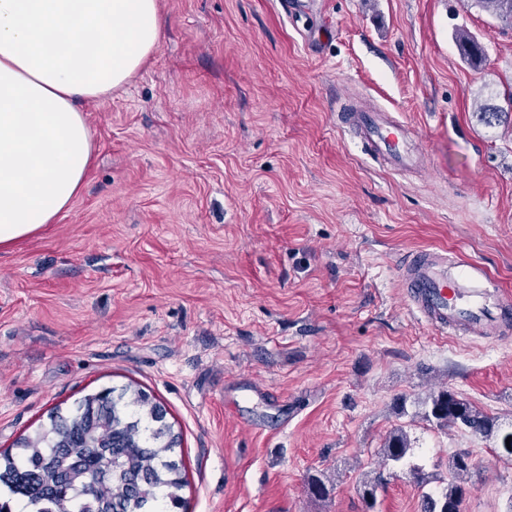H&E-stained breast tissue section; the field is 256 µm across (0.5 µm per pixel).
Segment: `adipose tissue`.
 I'll return each mask as SVG.
<instances>
[{"label": "adipose tissue", "instance_id": "adipose-tissue-1", "mask_svg": "<svg viewBox=\"0 0 512 512\" xmlns=\"http://www.w3.org/2000/svg\"><path fill=\"white\" fill-rule=\"evenodd\" d=\"M159 0H0V252L55 223L93 145L88 103L156 49Z\"/></svg>", "mask_w": 512, "mask_h": 512}]
</instances>
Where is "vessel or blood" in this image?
<instances>
[{"label":"vessel or blood","instance_id":"obj_1","mask_svg":"<svg viewBox=\"0 0 512 512\" xmlns=\"http://www.w3.org/2000/svg\"><path fill=\"white\" fill-rule=\"evenodd\" d=\"M342 121L359 129L371 150L394 170H410L426 158L413 129L384 113L346 112ZM399 277L407 304L437 334L469 338L512 332V292L463 255L416 251L401 266Z\"/></svg>","mask_w":512,"mask_h":512}]
</instances>
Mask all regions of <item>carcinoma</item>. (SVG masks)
<instances>
[{
    "mask_svg": "<svg viewBox=\"0 0 512 512\" xmlns=\"http://www.w3.org/2000/svg\"><path fill=\"white\" fill-rule=\"evenodd\" d=\"M473 2L512 25V0ZM457 44L472 66L485 63L484 47L467 31H459ZM419 414L439 427L493 436L512 456L506 446L512 431L447 387L421 401ZM162 419L161 405L140 391L106 388L84 397L69 416L57 415L49 429L22 439L19 455L0 453V487L6 491L0 512H15L25 502L37 512H162L163 503L178 501L185 486L183 460L174 459L180 437L151 426ZM381 455L384 466L406 470L420 486L428 483L423 468L410 461L411 441L403 429L386 436ZM448 470V485L422 494L421 512H461L472 489L469 452L454 454ZM381 484L380 475L362 483L365 512H374Z\"/></svg>",
    "mask_w": 512,
    "mask_h": 512,
    "instance_id": "cac0c4a2",
    "label": "carcinoma"
}]
</instances>
